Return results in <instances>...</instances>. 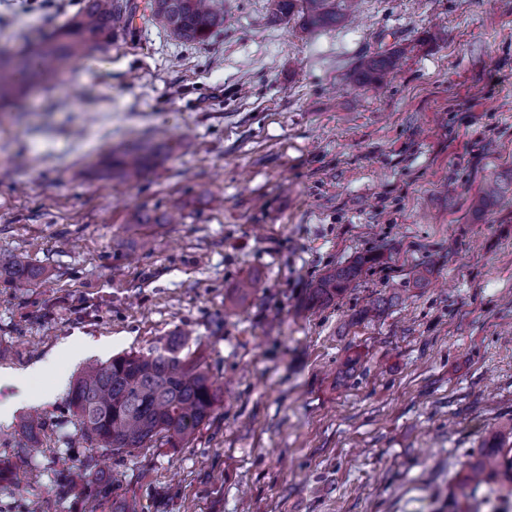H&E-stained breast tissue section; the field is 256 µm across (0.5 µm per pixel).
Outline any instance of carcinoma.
Masks as SVG:
<instances>
[{
  "instance_id": "cac0c4a2",
  "label": "carcinoma",
  "mask_w": 512,
  "mask_h": 512,
  "mask_svg": "<svg viewBox=\"0 0 512 512\" xmlns=\"http://www.w3.org/2000/svg\"><path fill=\"white\" fill-rule=\"evenodd\" d=\"M215 0H150V11L163 29L183 43H201L224 27V11ZM278 18L302 16L307 29L327 28L345 17L348 0H270ZM137 0H81L76 16L36 44L16 52L0 50V102H17L23 87L34 82L63 80V62L90 48L112 41L116 33L133 31ZM397 66L395 53H377L361 61L354 80L379 83ZM148 145L112 150L105 171L128 184L141 182L157 163ZM359 267H338L309 289L308 301L327 304L356 279ZM47 269L34 265L25 253L0 256V278L16 288H31ZM224 391L208 370L205 359L189 348V335L170 336L147 351H130L105 361L95 360L73 378L69 406L75 413L80 438L96 448L130 453L149 445L179 448L214 414ZM39 415H30L21 428L31 448L40 452L43 431ZM501 436L479 450L455 476L448 506L455 512L462 500L488 486L491 494L512 491V442Z\"/></svg>"
}]
</instances>
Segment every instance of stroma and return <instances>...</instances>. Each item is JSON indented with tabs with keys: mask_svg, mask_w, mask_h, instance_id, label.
I'll use <instances>...</instances> for the list:
<instances>
[{
	"mask_svg": "<svg viewBox=\"0 0 512 512\" xmlns=\"http://www.w3.org/2000/svg\"><path fill=\"white\" fill-rule=\"evenodd\" d=\"M138 2L132 35L28 89L24 113L0 106V254L49 271L0 282V371L77 340L68 382L188 330L224 397L185 447L115 453L79 439L62 393L32 458L31 407L0 385V512H447L462 465L512 425V0H356L311 31L224 0L199 44ZM79 7L0 0V48ZM384 51L401 56L387 83H355ZM140 139L162 151L143 181L100 178ZM355 263L343 295L307 304ZM358 273V266L338 267L329 271L309 289L308 301L313 305L333 301L356 279Z\"/></svg>",
	"mask_w": 512,
	"mask_h": 512,
	"instance_id": "obj_1",
	"label": "stroma"
}]
</instances>
